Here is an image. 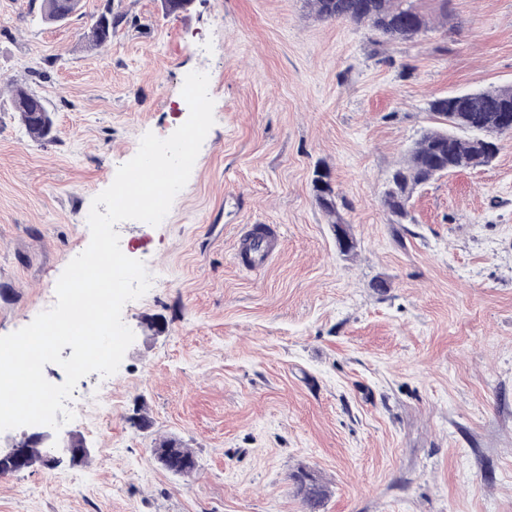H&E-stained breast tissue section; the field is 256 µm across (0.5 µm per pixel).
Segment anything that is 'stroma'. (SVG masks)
Here are the masks:
<instances>
[{
	"mask_svg": "<svg viewBox=\"0 0 512 512\" xmlns=\"http://www.w3.org/2000/svg\"><path fill=\"white\" fill-rule=\"evenodd\" d=\"M414 3L429 29L389 42L307 0H82L59 24L0 0V335L54 305L142 136L187 120L188 73L208 74L215 119L161 224L117 226L153 286L123 308L117 373L73 392L109 402L65 425L90 458L0 476V512H303L301 469L323 512H512V135L418 188L409 223L380 205L429 100L512 84V0ZM108 9L136 23L89 47ZM16 87L46 100L51 140L24 135ZM318 165L351 253L314 201ZM254 224L280 231L257 272L232 262ZM173 437L193 476L153 458ZM152 450L166 451L173 461L177 475L189 477L198 470L199 462L195 453L179 440L169 438L155 442V448L151 452ZM293 479L297 484L304 512H321L328 493L326 486L306 470L297 471Z\"/></svg>",
	"mask_w": 512,
	"mask_h": 512,
	"instance_id": "obj_1",
	"label": "stroma"
}]
</instances>
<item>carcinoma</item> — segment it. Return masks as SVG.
I'll return each mask as SVG.
<instances>
[{
	"instance_id": "obj_1",
	"label": "carcinoma",
	"mask_w": 512,
	"mask_h": 512,
	"mask_svg": "<svg viewBox=\"0 0 512 512\" xmlns=\"http://www.w3.org/2000/svg\"><path fill=\"white\" fill-rule=\"evenodd\" d=\"M322 20L367 25L389 41H406L427 28V21L413 0H307ZM80 0H42L40 18L56 23L66 12L73 15ZM126 21L123 15L104 11L97 15L87 35L88 44L102 46ZM12 108L19 113L28 136L35 141L50 139L52 121L43 100L23 88L14 91ZM429 112L437 125L424 130L404 163L393 168L388 178L390 191L380 204L394 224L409 217L408 202L414 190L438 176L486 166L499 150L497 138L504 135L499 119L512 114V85L474 93L437 97L429 102ZM313 191L316 202L329 223H345L340 208L345 202L333 186L329 170L315 171ZM155 450L167 452L176 474L193 475L199 467L195 453L176 439L155 443ZM304 512H322L327 489L312 473L300 470L293 475Z\"/></svg>"
}]
</instances>
